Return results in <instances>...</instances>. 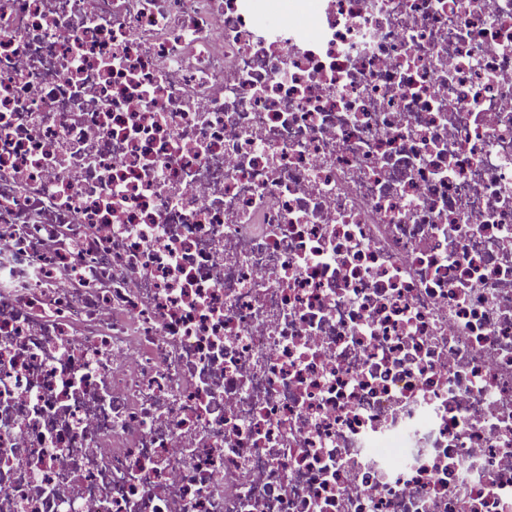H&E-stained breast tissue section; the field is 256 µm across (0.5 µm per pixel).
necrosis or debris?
I'll return each instance as SVG.
<instances>
[{
  "label": "necrosis or debris",
  "mask_w": 512,
  "mask_h": 512,
  "mask_svg": "<svg viewBox=\"0 0 512 512\" xmlns=\"http://www.w3.org/2000/svg\"><path fill=\"white\" fill-rule=\"evenodd\" d=\"M0 512H512V0H0Z\"/></svg>",
  "instance_id": "necrosis-or-debris-1"
}]
</instances>
